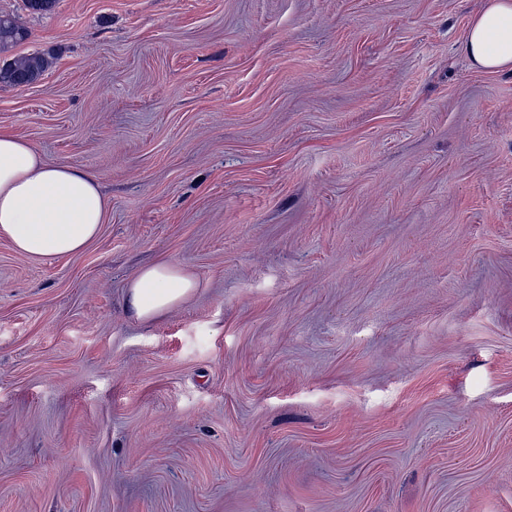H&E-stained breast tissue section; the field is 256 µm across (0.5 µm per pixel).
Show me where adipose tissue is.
I'll list each match as a JSON object with an SVG mask.
<instances>
[{
  "mask_svg": "<svg viewBox=\"0 0 512 512\" xmlns=\"http://www.w3.org/2000/svg\"><path fill=\"white\" fill-rule=\"evenodd\" d=\"M461 51L474 67L512 72V0H483ZM108 202L99 178L67 163L48 162L29 142L0 132V238L20 254L48 260L83 251L101 231ZM182 266L159 261L129 280L126 314L147 321L197 288Z\"/></svg>",
  "mask_w": 512,
  "mask_h": 512,
  "instance_id": "obj_1",
  "label": "adipose tissue"
}]
</instances>
